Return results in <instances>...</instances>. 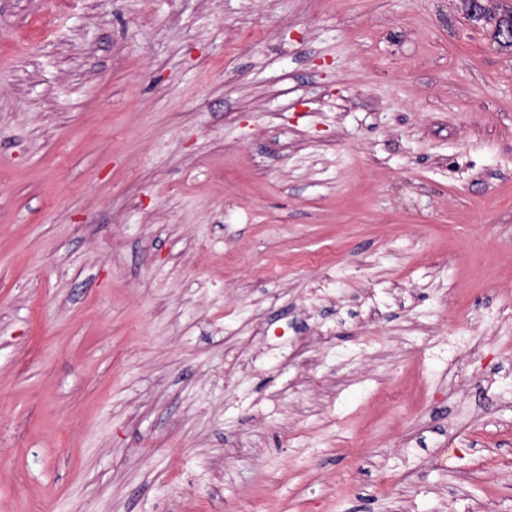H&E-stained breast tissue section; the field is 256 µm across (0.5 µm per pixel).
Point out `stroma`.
<instances>
[{"label":"stroma","instance_id":"1","mask_svg":"<svg viewBox=\"0 0 512 512\" xmlns=\"http://www.w3.org/2000/svg\"><path fill=\"white\" fill-rule=\"evenodd\" d=\"M50 2L0 0V512H512V0Z\"/></svg>","mask_w":512,"mask_h":512}]
</instances>
